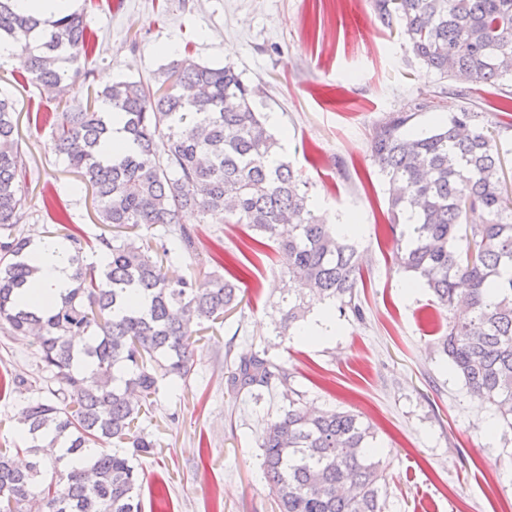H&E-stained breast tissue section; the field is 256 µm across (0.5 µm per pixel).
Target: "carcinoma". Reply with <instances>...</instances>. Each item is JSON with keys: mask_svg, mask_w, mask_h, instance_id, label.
Segmentation results:
<instances>
[{"mask_svg": "<svg viewBox=\"0 0 512 512\" xmlns=\"http://www.w3.org/2000/svg\"><path fill=\"white\" fill-rule=\"evenodd\" d=\"M0 0V38L13 40L30 81L62 104L52 150L92 193L101 264L70 242V288L45 305L20 301L38 269L26 218L27 161L13 102L0 96V329L34 337L48 396L17 416L24 448H0V512H141L131 459L154 443L142 427L160 385L185 380L194 336L239 305L238 279L217 270L173 278L164 263L195 255L201 224H247L288 258L279 335L307 318L311 296L360 313L354 235L340 236L310 202L309 187L280 153L263 91L231 66L191 60L162 68L155 85L122 80L92 88L96 43L79 12L39 19ZM414 57L476 86L512 83V0H375ZM78 86L92 89L82 102ZM458 110L431 130L405 132L412 112L377 126L371 150L390 184L387 227L396 261L450 313L438 346L471 398L512 430V196L494 132L459 94ZM129 148L109 154V113ZM481 210L482 224L464 225ZM159 229L144 242L142 229ZM288 387V373L258 354L235 363L240 390ZM375 429L351 411H308L290 401L262 431L263 471L279 512H383L385 467ZM125 447L114 452L110 445ZM50 468L59 483L43 485Z\"/></svg>", "mask_w": 512, "mask_h": 512, "instance_id": "obj_1", "label": "carcinoma"}]
</instances>
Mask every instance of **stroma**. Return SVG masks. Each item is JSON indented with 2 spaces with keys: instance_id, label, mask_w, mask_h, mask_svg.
<instances>
[{
  "instance_id": "obj_1",
  "label": "stroma",
  "mask_w": 512,
  "mask_h": 512,
  "mask_svg": "<svg viewBox=\"0 0 512 512\" xmlns=\"http://www.w3.org/2000/svg\"><path fill=\"white\" fill-rule=\"evenodd\" d=\"M97 42L94 87L105 78L151 81L171 62L230 65L260 85L278 120L284 158L309 185L330 224L357 221L362 313L333 311L338 331L318 342L279 335L276 309L288 285L274 243L244 224L186 226L197 253L173 262L191 276L198 260L240 279L241 304L196 345L187 381L161 386L147 432L149 454L133 458L142 512H276L263 476L266 421L292 388L309 409L354 411L371 422L388 465L385 512H512V431L474 402L436 344L448 313L423 287L403 290L386 228L388 185L371 156L375 126L414 113L431 128L460 104L461 77L427 71L404 37L377 17L373 0H74ZM0 62V95L12 99L27 159L26 234L49 241L105 231L79 177L51 150L59 106ZM499 126L512 182V102L490 86L469 89ZM33 338L0 331V447L19 448L21 401L46 385ZM260 354L285 369L287 385L257 394L230 385L234 360Z\"/></svg>"
}]
</instances>
